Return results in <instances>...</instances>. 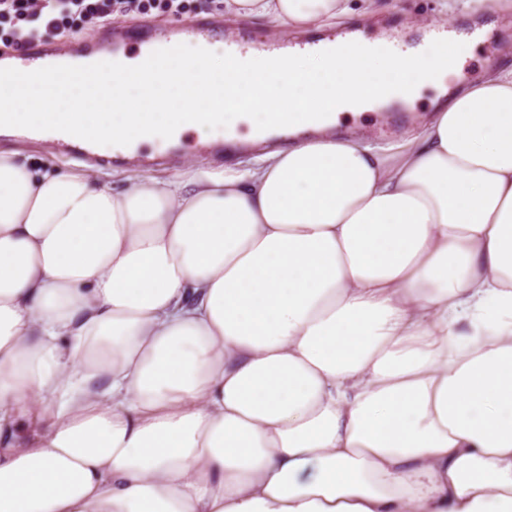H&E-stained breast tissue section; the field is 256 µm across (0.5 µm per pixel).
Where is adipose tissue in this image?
Masks as SVG:
<instances>
[{"label":"adipose tissue","mask_w":512,"mask_h":512,"mask_svg":"<svg viewBox=\"0 0 512 512\" xmlns=\"http://www.w3.org/2000/svg\"><path fill=\"white\" fill-rule=\"evenodd\" d=\"M350 13L224 0L276 37ZM463 50L244 73L185 41L61 73L50 113L40 74L0 67L2 135L297 136L118 190L0 152V512H512V64L397 151L338 131L443 89Z\"/></svg>","instance_id":"adipose-tissue-1"}]
</instances>
